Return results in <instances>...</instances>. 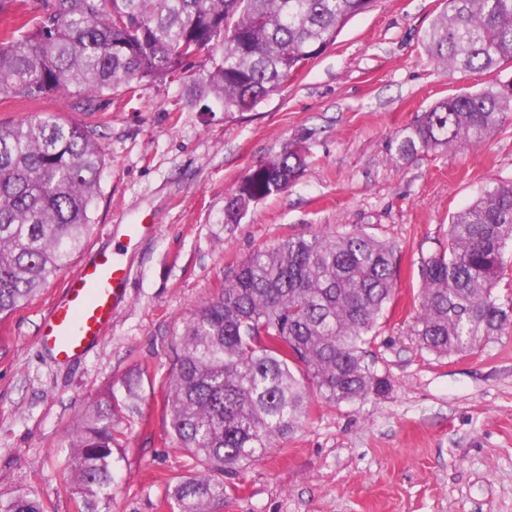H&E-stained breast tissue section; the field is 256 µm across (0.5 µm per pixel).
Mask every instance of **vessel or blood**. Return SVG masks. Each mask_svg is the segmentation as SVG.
Here are the masks:
<instances>
[{
  "label": "vessel or blood",
  "instance_id": "vessel-or-blood-1",
  "mask_svg": "<svg viewBox=\"0 0 512 512\" xmlns=\"http://www.w3.org/2000/svg\"><path fill=\"white\" fill-rule=\"evenodd\" d=\"M128 283L129 273L114 254L98 251L65 281L61 297L43 318L39 346L64 363L83 357L111 322Z\"/></svg>",
  "mask_w": 512,
  "mask_h": 512
}]
</instances>
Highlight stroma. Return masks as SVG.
Segmentation results:
<instances>
[{
    "mask_svg": "<svg viewBox=\"0 0 512 512\" xmlns=\"http://www.w3.org/2000/svg\"><path fill=\"white\" fill-rule=\"evenodd\" d=\"M445 0H375L333 47L255 110L224 116L191 101L192 77L115 90L84 111L77 94H0V122L45 112L94 131L104 158L78 259L116 253L126 298L101 341L61 363L37 336L71 268L0 324V505L37 490L45 512H79L66 481L69 436L114 394L112 497L102 512H173L193 467L163 424L171 340L238 262L289 237L361 230L396 245L395 298L371 356L389 392L358 404L315 400L304 428L240 477L216 512H512V333L475 355L440 358L410 330L420 268L447 243L452 215L484 186L512 181V122L484 143L397 155L394 138L435 102L512 84V64L448 70L422 42ZM307 166L288 191L235 224L224 204L241 178L286 147ZM150 230L127 242L125 227Z\"/></svg>",
    "mask_w": 512,
    "mask_h": 512,
    "instance_id": "stroma-1",
    "label": "stroma"
}]
</instances>
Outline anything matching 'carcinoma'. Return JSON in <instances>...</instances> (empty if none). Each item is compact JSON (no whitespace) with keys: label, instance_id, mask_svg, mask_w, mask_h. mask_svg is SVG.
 <instances>
[{"label":"carcinoma","instance_id":"carcinoma-1","mask_svg":"<svg viewBox=\"0 0 512 512\" xmlns=\"http://www.w3.org/2000/svg\"><path fill=\"white\" fill-rule=\"evenodd\" d=\"M374 0H0V94L135 92L180 72L194 53L207 66L195 101L249 112ZM29 16L21 26L9 17ZM446 69L512 62V0H447L423 37ZM512 119V89L465 90L431 105L395 137L400 156L468 148ZM305 166L297 149L249 170L224 205L234 224L248 206L288 190ZM104 159L93 131L44 113L0 122V323L33 300L81 248L94 223ZM512 181L484 188L448 225V244L421 265L411 324L440 357L474 354L512 329L507 275ZM393 245L367 233L288 238L243 260L221 293L198 304L171 343L165 416L175 447L202 470L178 481V512H210L239 476L311 416L384 394L366 359L394 298ZM112 403L86 413L67 479L84 512L112 491ZM0 512H44L33 491Z\"/></svg>","mask_w":512,"mask_h":512}]
</instances>
